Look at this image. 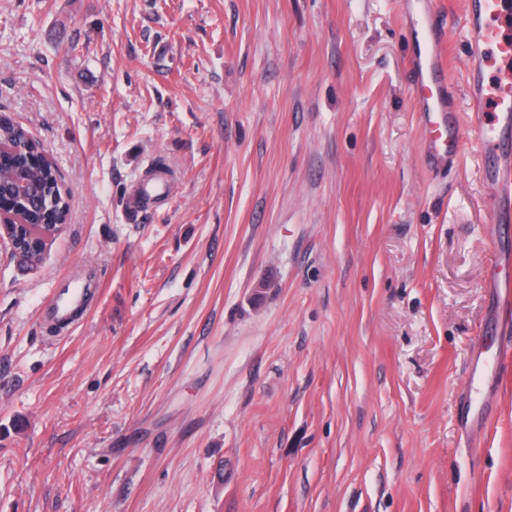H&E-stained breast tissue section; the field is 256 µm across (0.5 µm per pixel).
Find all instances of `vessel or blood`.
I'll use <instances>...</instances> for the list:
<instances>
[{
    "label": "vessel or blood",
    "instance_id": "1",
    "mask_svg": "<svg viewBox=\"0 0 512 512\" xmlns=\"http://www.w3.org/2000/svg\"><path fill=\"white\" fill-rule=\"evenodd\" d=\"M401 6L415 42L409 66L429 167L443 171L461 163V130L463 124H470L477 152L499 157L489 171L495 203L492 221L501 236H508L512 233V0H470L466 70L474 110L467 121L450 100L446 39L435 22L433 0H402ZM485 285L497 291V314L482 327L481 337L493 340L495 352L492 359L469 371L463 385L461 416L467 430L489 420L479 395L485 374L493 375L498 389H512V257L493 259ZM86 294L82 279L71 276L69 288L47 301L50 320H70L83 308Z\"/></svg>",
    "mask_w": 512,
    "mask_h": 512
}]
</instances>
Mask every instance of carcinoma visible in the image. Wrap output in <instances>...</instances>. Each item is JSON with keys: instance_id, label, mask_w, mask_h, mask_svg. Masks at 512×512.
<instances>
[{"instance_id": "carcinoma-1", "label": "carcinoma", "mask_w": 512, "mask_h": 512, "mask_svg": "<svg viewBox=\"0 0 512 512\" xmlns=\"http://www.w3.org/2000/svg\"><path fill=\"white\" fill-rule=\"evenodd\" d=\"M0 140L24 146V150L12 152L0 162V181L8 183L15 169L24 168L42 186L39 200L34 203L5 191L0 196V206L21 212L29 224L60 223L66 207V197L60 189L56 174L45 162L38 143L29 138L22 126L9 118L3 119L0 124Z\"/></svg>"}]
</instances>
